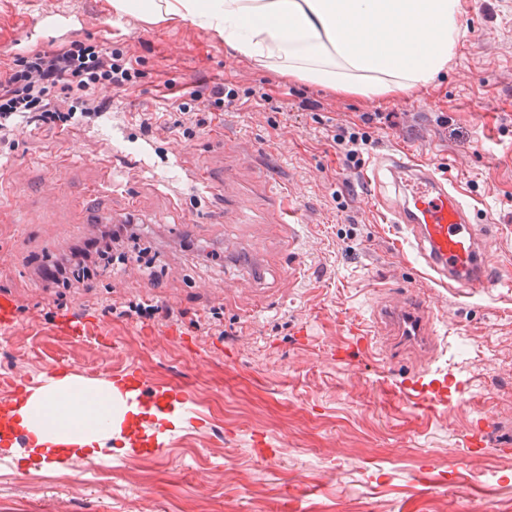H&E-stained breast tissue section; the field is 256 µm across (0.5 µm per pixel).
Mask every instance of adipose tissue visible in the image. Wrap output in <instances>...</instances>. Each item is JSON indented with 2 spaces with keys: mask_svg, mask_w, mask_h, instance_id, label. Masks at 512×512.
Instances as JSON below:
<instances>
[{
  "mask_svg": "<svg viewBox=\"0 0 512 512\" xmlns=\"http://www.w3.org/2000/svg\"><path fill=\"white\" fill-rule=\"evenodd\" d=\"M114 13L155 23L180 18L209 30L238 56L339 93L401 96L433 82L455 57L461 38V0H112ZM68 380H54L0 423V451L13 436L27 437L26 456L96 457L112 437L126 435L149 416L116 409L111 394L72 398Z\"/></svg>",
  "mask_w": 512,
  "mask_h": 512,
  "instance_id": "1",
  "label": "adipose tissue"
}]
</instances>
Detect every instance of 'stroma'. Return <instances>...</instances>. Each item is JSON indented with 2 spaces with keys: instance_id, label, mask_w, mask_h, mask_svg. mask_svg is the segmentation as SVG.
Here are the masks:
<instances>
[{
  "instance_id": "stroma-1",
  "label": "stroma",
  "mask_w": 512,
  "mask_h": 512,
  "mask_svg": "<svg viewBox=\"0 0 512 512\" xmlns=\"http://www.w3.org/2000/svg\"><path fill=\"white\" fill-rule=\"evenodd\" d=\"M44 12L70 18L62 35L128 47L139 86L111 112L57 134L24 125L0 143L12 207L0 208V289L19 308L0 332V378L46 380L65 363L101 384L132 365L159 385L183 383L205 431L166 455L140 448L70 465L0 455V512H503L512 470L482 417L512 426V288L465 296L419 276L400 225L383 222L365 179L407 151L461 183L488 225L486 259L512 277V0H462L463 36L447 71L400 97L368 99L255 69L189 21L149 25L116 16L112 0H0V61L39 44ZM244 91L267 83L281 111L217 112L207 128L144 135L140 116L162 111L164 82ZM298 91L318 112L285 105ZM366 112H390L372 129L357 169H342L328 135ZM449 122L439 125L438 113ZM293 194L298 222L275 223L260 172ZM207 171L225 187L205 191ZM112 182L94 210L80 202ZM148 232L101 259L88 282L46 289L41 267L127 219ZM191 236L223 260L182 250ZM424 297L434 312L430 358L391 352L379 334L369 353L355 335L384 301ZM173 308L169 320L118 316L117 304ZM82 312L79 344L59 323ZM221 332L212 336L210 324Z\"/></svg>"
}]
</instances>
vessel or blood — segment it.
Segmentation results:
<instances>
[{
	"mask_svg": "<svg viewBox=\"0 0 512 512\" xmlns=\"http://www.w3.org/2000/svg\"><path fill=\"white\" fill-rule=\"evenodd\" d=\"M390 175L407 174L408 192L391 221L403 225L410 246L420 259L426 276L433 283L477 294L496 287L499 278L485 259L488 235L473 218V207L455 191L449 178H440L411 155L389 157ZM403 306L401 316L382 310L380 317L396 323L406 339L420 338L432 318L431 309L408 296L397 300ZM112 398L138 408H163L166 414L186 420L189 427L207 428L190 404L185 386H157L134 366L111 377Z\"/></svg>",
	"mask_w": 512,
	"mask_h": 512,
	"instance_id": "vessel-or-blood-1",
	"label": "vessel or blood"
}]
</instances>
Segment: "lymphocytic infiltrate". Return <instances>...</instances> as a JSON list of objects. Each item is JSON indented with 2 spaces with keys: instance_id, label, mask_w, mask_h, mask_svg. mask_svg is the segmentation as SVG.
Wrapping results in <instances>:
<instances>
[{
  "instance_id": "f902f5d3",
  "label": "lymphocytic infiltrate",
  "mask_w": 512,
  "mask_h": 512,
  "mask_svg": "<svg viewBox=\"0 0 512 512\" xmlns=\"http://www.w3.org/2000/svg\"><path fill=\"white\" fill-rule=\"evenodd\" d=\"M143 76L128 49L102 48L81 40L50 43L0 62V142H7L22 124L47 131H67L91 123L112 109V94L136 87ZM269 106L273 97L260 84L239 92L230 87L196 86L187 99L171 102L174 126L207 127L214 112L237 108L239 102ZM360 125L338 127L331 137L345 168L360 167L372 142V125H386V112H366ZM133 222L104 225L70 256L56 260L40 275L47 287L67 285L77 267L96 264L113 244L137 239Z\"/></svg>"
}]
</instances>
